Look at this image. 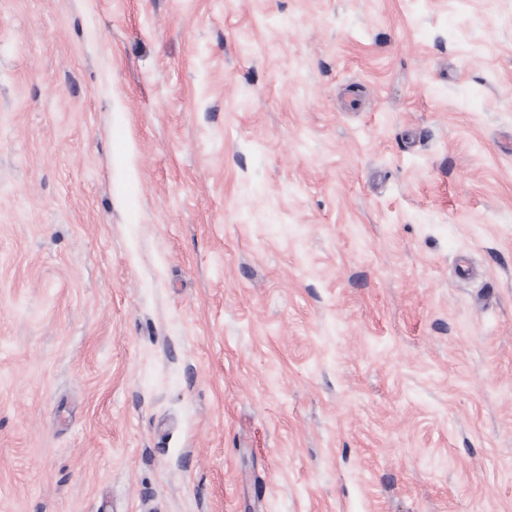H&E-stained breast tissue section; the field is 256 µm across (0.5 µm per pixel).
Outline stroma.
<instances>
[{
	"instance_id": "obj_1",
	"label": "stroma",
	"mask_w": 512,
	"mask_h": 512,
	"mask_svg": "<svg viewBox=\"0 0 512 512\" xmlns=\"http://www.w3.org/2000/svg\"><path fill=\"white\" fill-rule=\"evenodd\" d=\"M0 512H512V0H0Z\"/></svg>"
}]
</instances>
